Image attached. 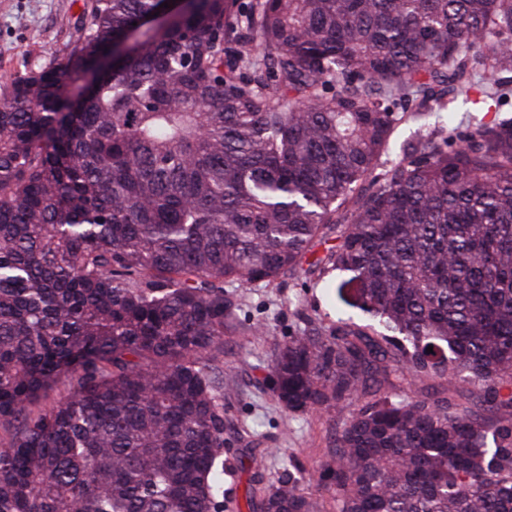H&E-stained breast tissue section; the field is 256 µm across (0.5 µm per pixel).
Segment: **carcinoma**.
<instances>
[{"instance_id": "cac0c4a2", "label": "carcinoma", "mask_w": 512, "mask_h": 512, "mask_svg": "<svg viewBox=\"0 0 512 512\" xmlns=\"http://www.w3.org/2000/svg\"><path fill=\"white\" fill-rule=\"evenodd\" d=\"M162 3L93 0L0 87V512H224V285L326 264L369 322L271 375L342 418L332 512H512V0ZM301 479L260 512H315ZM474 100L475 97H472ZM473 100L468 102L459 101L455 104V110L458 115V120H462L460 128L463 131H468L475 127V123L484 117V121L488 122L494 118L495 112H482L479 104L473 103Z\"/></svg>"}]
</instances>
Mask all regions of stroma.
I'll return each instance as SVG.
<instances>
[{
	"mask_svg": "<svg viewBox=\"0 0 512 512\" xmlns=\"http://www.w3.org/2000/svg\"><path fill=\"white\" fill-rule=\"evenodd\" d=\"M90 22L84 0H0V84L37 68L46 53L63 51ZM342 272L315 270L299 277L235 290L237 329L225 336L217 364L224 369V512H253L245 491L254 478L281 479L286 460L315 473L330 461L336 413H291L269 378L276 344L308 323L330 328L343 302L328 291Z\"/></svg>",
	"mask_w": 512,
	"mask_h": 512,
	"instance_id": "35a3bbf8",
	"label": "stroma"
}]
</instances>
